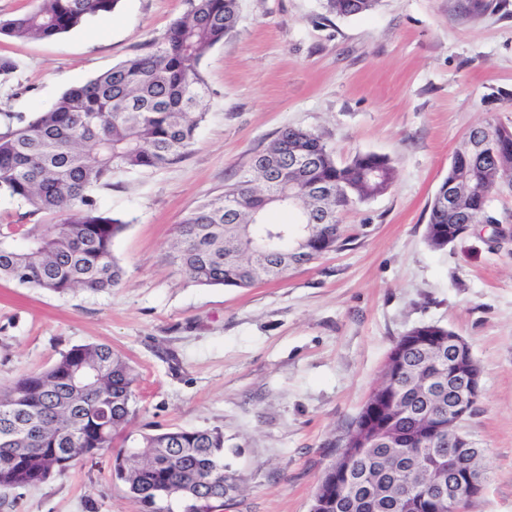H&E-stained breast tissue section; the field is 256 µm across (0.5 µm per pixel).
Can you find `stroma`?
<instances>
[{"instance_id":"obj_1","label":"stroma","mask_w":512,"mask_h":512,"mask_svg":"<svg viewBox=\"0 0 512 512\" xmlns=\"http://www.w3.org/2000/svg\"><path fill=\"white\" fill-rule=\"evenodd\" d=\"M501 4L470 18L456 0H380L339 17L322 0H239L236 30L201 61L205 117L187 156L116 176L99 194L127 222L112 246L120 285L59 294L0 280V384L72 346L109 345L138 374L128 433L220 430L238 486L223 512H309L394 341L438 324L482 368L464 429L486 479L469 512H512V195L492 198L498 225H476L444 251L425 240L428 205L468 131L512 129V0ZM185 10V0H120L54 39L0 35V56L17 65L0 77V126L147 51ZM288 127L322 135L340 162L387 156L393 186L341 212L340 249L283 278L193 282L171 259L177 225ZM0 512L141 508L107 454L0 490Z\"/></svg>"}]
</instances>
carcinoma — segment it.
I'll list each match as a JSON object with an SVG mask.
<instances>
[{
	"label": "carcinoma",
	"instance_id": "cac0c4a2",
	"mask_svg": "<svg viewBox=\"0 0 512 512\" xmlns=\"http://www.w3.org/2000/svg\"><path fill=\"white\" fill-rule=\"evenodd\" d=\"M119 0H38L18 17L0 20V35L51 39L88 16L112 12ZM494 0H461L468 16ZM187 10L160 42L67 90L47 111L0 132V198L50 217L27 228L0 225V278L53 293L81 288L110 290L123 269L113 255L126 221L100 209L96 193L120 173L156 170L187 154L203 119L204 54L239 23L238 0H186ZM379 0H323L327 13L350 17L371 12ZM484 143L471 151L466 143ZM270 170L251 169L199 205L178 225L172 259L194 282L248 288L263 277H283L342 245L338 211L387 191L395 169L388 157L364 153L338 163L322 136L288 127L263 150ZM291 154L314 161L288 167ZM446 181L455 183L454 206L431 200L425 240L446 250L463 225L498 224L493 194L512 191V134L487 123L470 130L453 156ZM278 207L295 214L282 224L267 219ZM424 343L395 342L407 371L385 364L382 404L365 438L389 439L398 453L433 460L448 452V351L436 352L448 328L420 324L405 332ZM137 375L106 344L74 345L50 366L0 388V488L35 486L65 473L75 461L128 448V494L149 512H165L168 495L180 492L189 512H212L223 500L224 434L168 429L134 438L124 434L134 414ZM404 512H426L422 490L402 474ZM388 488L379 483L366 508L345 500L339 512H392Z\"/></svg>",
	"mask_w": 512,
	"mask_h": 512
}]
</instances>
